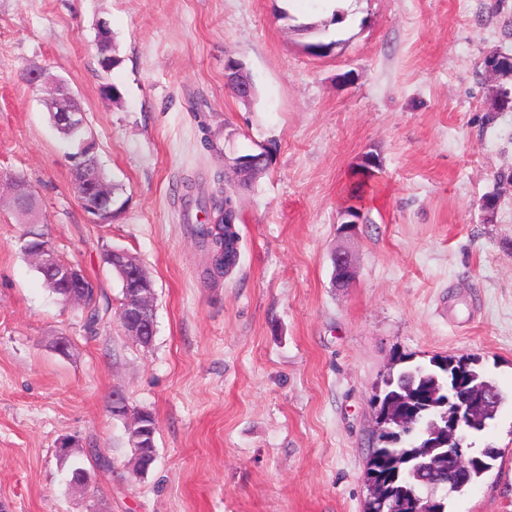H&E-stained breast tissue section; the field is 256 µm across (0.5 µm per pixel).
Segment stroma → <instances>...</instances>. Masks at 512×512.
Listing matches in <instances>:
<instances>
[{
    "label": "stroma",
    "instance_id": "obj_1",
    "mask_svg": "<svg viewBox=\"0 0 512 512\" xmlns=\"http://www.w3.org/2000/svg\"><path fill=\"white\" fill-rule=\"evenodd\" d=\"M0 0V176L26 178L51 245L108 298L96 335L22 250L0 205V506L5 512H363L371 399L394 356H479L504 396L471 436L491 471L450 512H512V110L482 62L512 51V0ZM344 12L343 23L331 21ZM106 21L119 59L98 65ZM336 41L313 55L312 39ZM257 88H227L228 60ZM33 68L65 77L124 207L93 224L72 183V142ZM112 83L113 103L102 93ZM268 149L238 190L241 260L218 283L192 227L232 176L225 156ZM379 168L366 223L339 233L363 156ZM499 191L493 218L483 197ZM358 265L331 285L332 252ZM157 290L149 346L118 319L110 248ZM71 342L69 355L55 349ZM153 412L157 456L131 473L114 388ZM75 439L112 464L93 495L55 455ZM336 270V287L349 288L356 280L357 262L351 251L339 247L331 254Z\"/></svg>",
    "mask_w": 512,
    "mask_h": 512
}]
</instances>
